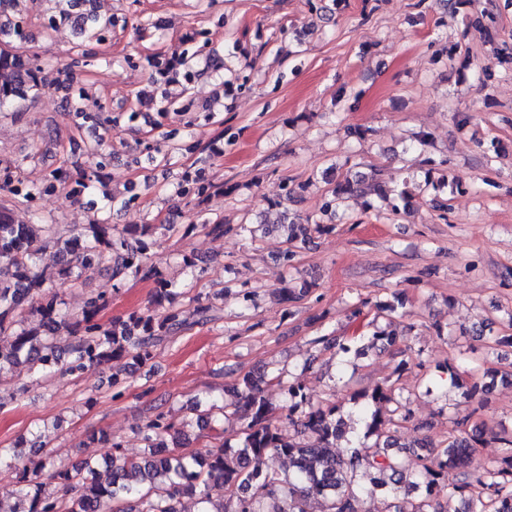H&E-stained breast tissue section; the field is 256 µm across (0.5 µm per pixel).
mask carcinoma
Returning a JSON list of instances; mask_svg holds the SVG:
<instances>
[{"label":"carcinoma","mask_w":512,"mask_h":512,"mask_svg":"<svg viewBox=\"0 0 512 512\" xmlns=\"http://www.w3.org/2000/svg\"><path fill=\"white\" fill-rule=\"evenodd\" d=\"M21 0H0V17L13 12V17L0 20V35L8 34L23 42L28 34L18 20ZM92 0H66L67 9L61 18L81 20L80 34L85 41L76 46L70 61L51 63L14 53L0 47V111L25 101L29 93L51 89L62 94L76 124L102 130L95 150L100 152L99 167L106 166L108 154L103 152L109 119L101 110L88 107V88L80 78L82 67L111 62L90 48L92 43L105 40V33L118 23V18L81 11V5ZM188 51L175 50L153 58V69L160 87L180 84L187 93L192 80ZM21 164L4 167L0 178V337L10 338L7 347L0 345V367L24 364L36 377H45L60 369L75 373L91 363L109 362L131 356L145 362L152 348L165 340L172 341L195 325L220 319L221 308L214 300L193 308L192 318L184 317L176 307L177 299L190 292L185 285L171 279L154 280L155 311L132 313L128 320L112 318L103 321L99 314L108 301L101 296L87 300L84 309L69 313L57 308L52 297H35V291L57 273L72 285L81 283L89 272L104 273L111 279L153 280L148 264L149 243L145 238L158 229L156 224L118 228L105 218L85 225L70 239H62L61 225L52 218L42 223L17 224L11 216L10 202H31L42 194L67 189L80 197L91 188L82 179L71 181L61 167L51 170L39 183H29L17 175ZM224 188L198 172L185 174L179 183V194L200 205L212 191ZM377 196L378 209L400 212L407 203V192L392 195L386 189L381 170L370 174L349 173L332 187L330 196L317 213L305 223L282 224L288 231V247L283 261L290 264L297 256V244L312 233H324L330 225L324 218L334 214L347 196ZM208 234L222 236L234 230L220 218L202 217L191 225ZM62 244L47 255V243ZM41 316L40 325L31 330L14 329L16 316L24 309ZM372 331L354 336L345 342L318 336L312 344L324 350H335L344 362L361 358L371 350L388 353L398 359L391 376L371 389L352 392L349 400L364 412L363 432L355 435L339 406L334 403L315 404L305 392L301 381L295 380L283 389L288 421L300 427L301 442L284 436L279 425L270 417L264 387L281 382L251 374L239 379L237 392L241 405L235 409L242 427L236 434V444L224 438V429L212 426L213 451L203 461L182 450L183 433L176 423L158 414L142 429L150 451L135 460L112 454L108 460L110 473L106 482L94 479L95 468L88 462L79 467L59 468L49 454L42 452L22 457L9 448H0V469L16 472L17 496L28 503L22 511L9 512H181L177 509L180 495H191L201 504L199 512H308L314 499L322 500L327 512H372L367 499L383 497L384 512H447L442 499L458 497L457 512H512V432H486L474 421L476 410L458 409L448 417L451 435L446 444L435 445L426 439L401 440L398 429L410 416V399L396 393V384L411 369V347L405 340L384 326L371 322ZM70 328L69 341L60 346L56 336ZM497 442L501 454L479 474L466 470L474 448L485 437ZM352 445L346 455L336 453L337 441ZM272 458L288 462V473L272 470ZM48 471L60 480L65 493L57 496L45 493L41 474ZM214 482L224 484V502H211L208 488Z\"/></svg>","instance_id":"obj_1"}]
</instances>
